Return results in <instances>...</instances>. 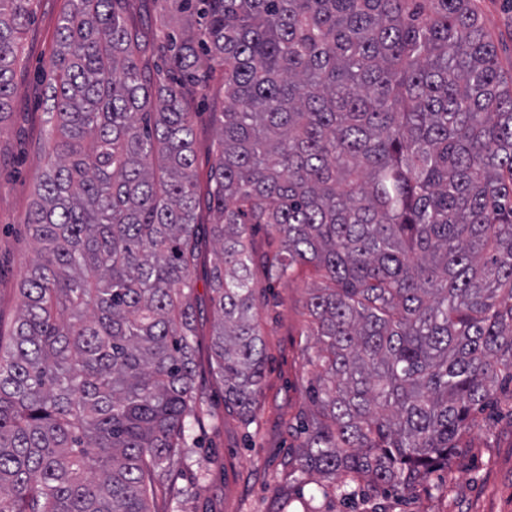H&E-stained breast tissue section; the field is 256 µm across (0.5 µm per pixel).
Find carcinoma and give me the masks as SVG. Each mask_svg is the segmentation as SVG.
<instances>
[{
	"label": "carcinoma",
	"mask_w": 512,
	"mask_h": 512,
	"mask_svg": "<svg viewBox=\"0 0 512 512\" xmlns=\"http://www.w3.org/2000/svg\"><path fill=\"white\" fill-rule=\"evenodd\" d=\"M144 40L126 0H68L55 136L27 214L38 260L0 336V512H155L197 389L199 222L186 89L221 67L208 174L212 365L250 421L252 269L309 267L317 415L288 475L410 493L512 403V77L471 0H178ZM33 0H0V125ZM277 247L257 258L248 225Z\"/></svg>",
	"instance_id": "obj_1"
}]
</instances>
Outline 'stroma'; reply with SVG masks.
I'll return each mask as SVG.
<instances>
[{"label": "stroma", "mask_w": 512, "mask_h": 512, "mask_svg": "<svg viewBox=\"0 0 512 512\" xmlns=\"http://www.w3.org/2000/svg\"><path fill=\"white\" fill-rule=\"evenodd\" d=\"M491 37L504 72H512V0H473ZM67 0H36L34 16L21 42L23 59L14 79L11 113L0 125V334L10 335L18 316L17 288L37 257L26 216L47 164L50 127L44 100L51 74L47 62L56 46L58 21ZM224 99L220 89L208 98L188 96L192 114L194 166L199 183L218 150L212 113ZM198 257L191 269L197 310L193 340L197 422L188 440L187 464L173 466L162 479L158 512H512V408L485 410L480 429L467 434L450 468L436 470L411 493L362 488L343 499L317 473L288 482V457L303 436L302 422L313 409L303 354L307 326L304 302L321 280L311 272L269 284L254 270L265 348V372L258 395L257 421L245 425L224 408V385L212 372L211 332L215 314L210 300L214 243L208 208L198 212Z\"/></svg>", "instance_id": "obj_1"}]
</instances>
